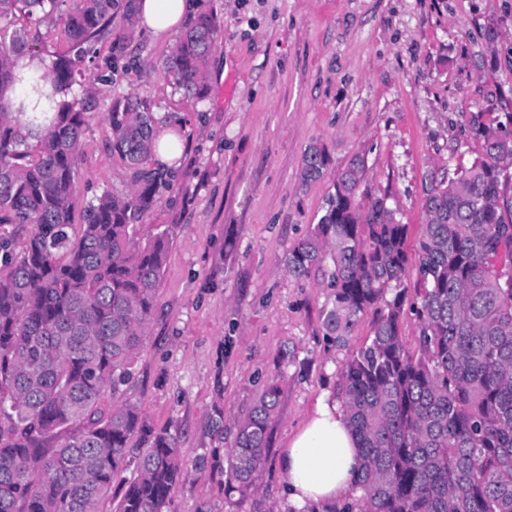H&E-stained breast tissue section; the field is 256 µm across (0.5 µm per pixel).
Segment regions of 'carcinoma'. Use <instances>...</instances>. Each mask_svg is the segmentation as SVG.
Listing matches in <instances>:
<instances>
[{
	"label": "carcinoma",
	"instance_id": "carcinoma-1",
	"mask_svg": "<svg viewBox=\"0 0 512 512\" xmlns=\"http://www.w3.org/2000/svg\"><path fill=\"white\" fill-rule=\"evenodd\" d=\"M0 0V224L27 231L21 250L0 238V512H100L123 469L129 444L148 429L124 401L104 412L133 375L157 307L174 224L140 228L173 187L176 171L151 163L159 124L179 134L182 119L156 116L133 95L112 101L109 146L131 173L123 193L87 201L75 223V172L83 154L84 113L96 105L99 75L82 89L81 108L59 100L95 44L110 40V59L134 39L137 0ZM22 14L60 25L69 44L34 83L41 111L26 113L7 92L37 55ZM217 17L188 18L166 60L177 90L208 96L207 71ZM483 157L433 178L417 249L420 288H402L409 264L407 225L382 197L363 207L364 160L336 173L322 214L283 262L328 288L323 336L343 347L359 318L373 313L371 336L345 363L337 383L361 464L349 497L330 512H512V114L488 123L465 115ZM327 146L309 145L300 182L327 173ZM418 321L413 354L401 339L406 313ZM278 377L264 381L234 427L224 488L245 497L258 489L279 407ZM139 475L115 512H167L188 478L181 449L167 433L138 456Z\"/></svg>",
	"mask_w": 512,
	"mask_h": 512
}]
</instances>
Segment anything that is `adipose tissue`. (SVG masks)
Masks as SVG:
<instances>
[{
    "label": "adipose tissue",
    "instance_id": "1",
    "mask_svg": "<svg viewBox=\"0 0 512 512\" xmlns=\"http://www.w3.org/2000/svg\"><path fill=\"white\" fill-rule=\"evenodd\" d=\"M191 9L189 0H138L140 23L154 35L177 34ZM359 452L343 407L322 393L303 428L279 460L287 499L295 507L327 506L352 486Z\"/></svg>",
    "mask_w": 512,
    "mask_h": 512
}]
</instances>
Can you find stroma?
I'll return each mask as SVG.
<instances>
[{"mask_svg":"<svg viewBox=\"0 0 512 512\" xmlns=\"http://www.w3.org/2000/svg\"><path fill=\"white\" fill-rule=\"evenodd\" d=\"M219 23L209 95L184 96L164 76L174 39L137 30L124 59L85 115L76 202L124 191L125 165L108 142L113 99L136 94L152 111L179 113V180L149 224H172L158 303L124 400L147 427L173 435L189 477L170 512H297L281 494L279 458L335 391L372 314L347 346L324 340L322 276L299 280L283 257L307 233L339 170L365 158L362 203L383 197L409 227L415 254L434 173L483 154L463 115L512 113V0H200ZM327 144L325 178L301 186L305 148ZM232 248H225V241ZM280 376L271 448L250 497L227 493L229 442L213 433Z\"/></svg>","mask_w":512,"mask_h":512,"instance_id":"obj_1","label":"stroma"}]
</instances>
